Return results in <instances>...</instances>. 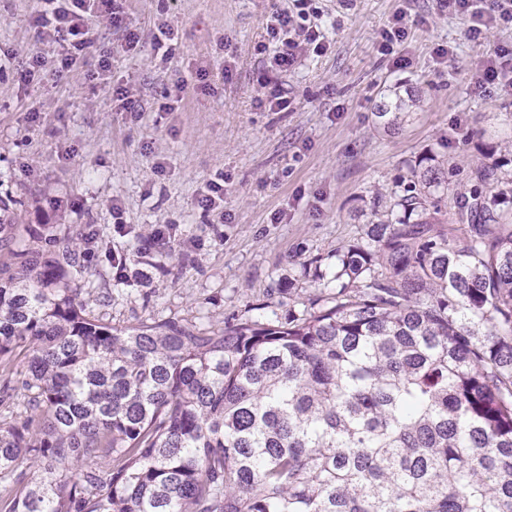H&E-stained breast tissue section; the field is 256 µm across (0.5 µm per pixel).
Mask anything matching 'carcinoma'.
Listing matches in <instances>:
<instances>
[{"mask_svg": "<svg viewBox=\"0 0 512 512\" xmlns=\"http://www.w3.org/2000/svg\"><path fill=\"white\" fill-rule=\"evenodd\" d=\"M388 90L396 132L422 110ZM495 146L452 218L419 189L336 247L300 312L116 325L78 275L103 241L0 196V512H512V172Z\"/></svg>", "mask_w": 512, "mask_h": 512, "instance_id": "1", "label": "carcinoma"}]
</instances>
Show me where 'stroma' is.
Returning a JSON list of instances; mask_svg holds the SVG:
<instances>
[{
  "mask_svg": "<svg viewBox=\"0 0 512 512\" xmlns=\"http://www.w3.org/2000/svg\"><path fill=\"white\" fill-rule=\"evenodd\" d=\"M275 5L127 0L139 50L95 18L89 47L75 52L42 40L34 0H0V195L22 200L20 220L31 228L98 231L107 246L88 266L112 282L113 323L175 317L218 326L253 307L281 316L303 309L316 293L301 276L303 262L317 255L333 265L336 247L371 222L375 192L410 190L423 153L463 192L485 147L512 141V97L475 73L479 59L512 46V26L470 37L468 20L441 0H306L301 25L320 26L326 48L279 73L267 50ZM400 13L412 22L409 36L383 48ZM162 19L178 31L165 61L152 51ZM440 47L450 51L442 64ZM34 52L74 61L61 75L27 81ZM105 56L107 79L97 74ZM116 83L143 106L141 120L117 110ZM275 83L288 110L258 102ZM396 84L418 89L424 107L389 134L374 112ZM164 103L172 111H161ZM218 173L224 209L203 211L197 193ZM160 224L177 225L178 241L147 247L146 234ZM114 252L127 258L122 282Z\"/></svg>",
  "mask_w": 512,
  "mask_h": 512,
  "instance_id": "1",
  "label": "stroma"
}]
</instances>
